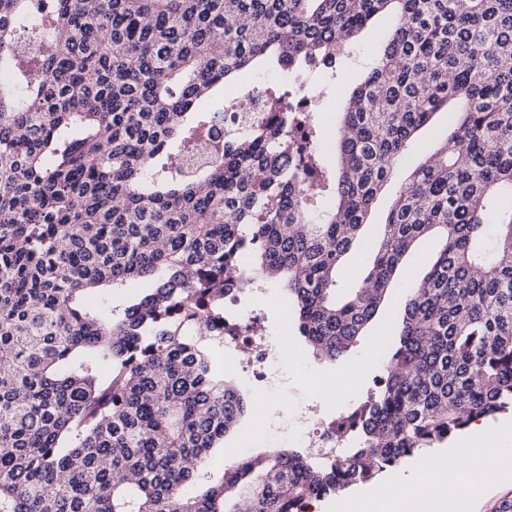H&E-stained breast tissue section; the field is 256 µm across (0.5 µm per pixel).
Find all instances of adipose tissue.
Returning a JSON list of instances; mask_svg holds the SVG:
<instances>
[{
	"mask_svg": "<svg viewBox=\"0 0 512 512\" xmlns=\"http://www.w3.org/2000/svg\"><path fill=\"white\" fill-rule=\"evenodd\" d=\"M496 461L502 474L512 473V424L489 430L469 425L467 437L439 455L394 472L386 483L360 489L338 502L336 512H463L472 496L467 462Z\"/></svg>",
	"mask_w": 512,
	"mask_h": 512,
	"instance_id": "ef3b65f1",
	"label": "adipose tissue"
}]
</instances>
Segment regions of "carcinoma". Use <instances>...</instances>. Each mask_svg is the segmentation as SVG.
I'll use <instances>...</instances> for the list:
<instances>
[{
  "instance_id": "1",
  "label": "carcinoma",
  "mask_w": 512,
  "mask_h": 512,
  "mask_svg": "<svg viewBox=\"0 0 512 512\" xmlns=\"http://www.w3.org/2000/svg\"><path fill=\"white\" fill-rule=\"evenodd\" d=\"M376 15L393 28L326 153L290 74L335 72ZM255 62L283 75L262 89L272 117L195 160L236 105L202 102ZM505 191L512 0H0V512H308L512 408ZM427 238L441 249L336 456L212 465L249 410L219 363L224 306L280 277L299 336L335 361ZM355 249L368 275L343 293ZM446 127L447 113L444 112L437 114L435 125L425 128L419 133L409 152L407 164L413 165L415 163H419L422 160L423 154L436 143L439 132L445 130ZM402 180V175H399L395 182L390 186L389 191L378 199L377 205L375 206L369 220V230L371 233H376L378 224H384L391 204L393 192L400 187Z\"/></svg>"
}]
</instances>
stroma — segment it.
<instances>
[{
    "label": "stroma",
    "instance_id": "1",
    "mask_svg": "<svg viewBox=\"0 0 512 512\" xmlns=\"http://www.w3.org/2000/svg\"><path fill=\"white\" fill-rule=\"evenodd\" d=\"M392 24L390 17H375L358 34L353 53L340 58L336 77L329 81L316 106L323 123V147H331L330 137L336 132L349 94L365 77L372 60L382 53L381 33ZM409 293L406 286L393 290L384 310L369 325L357 345L333 363L315 359L296 336L295 316L283 301L280 282L267 281L262 292L242 295L236 305L237 311L259 316L266 332L283 341L282 364L287 374L278 389L270 394V401L285 400L294 407L313 404L318 406L321 416L328 419L359 405L373 388L385 356L396 343L394 318L403 311ZM321 383L338 386L337 396L328 398L319 393L317 386ZM259 425L255 414H248L237 430L225 437L222 447L215 449V457H238L244 447L255 455L269 450L271 445L255 435Z\"/></svg>",
    "mask_w": 512,
    "mask_h": 512
}]
</instances>
